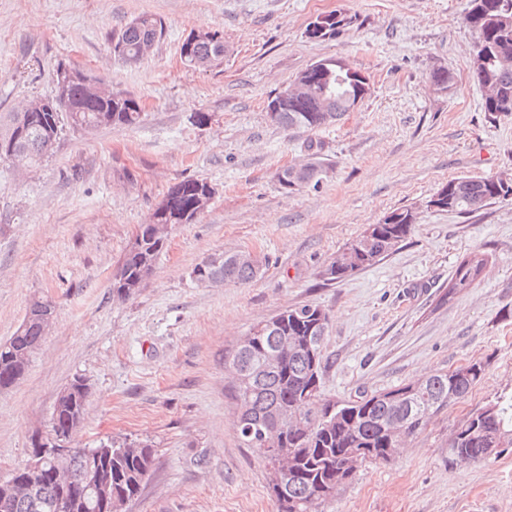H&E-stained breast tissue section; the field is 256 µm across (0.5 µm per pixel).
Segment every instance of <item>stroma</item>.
Listing matches in <instances>:
<instances>
[{
  "instance_id": "1",
  "label": "stroma",
  "mask_w": 512,
  "mask_h": 512,
  "mask_svg": "<svg viewBox=\"0 0 512 512\" xmlns=\"http://www.w3.org/2000/svg\"><path fill=\"white\" fill-rule=\"evenodd\" d=\"M469 0H0V115L55 93L64 62L136 97L137 125L89 134L63 128L41 165L0 161V342L29 302L55 305L52 327L14 386L0 390V481L48 432L75 377L90 396L73 433L84 448L129 438L152 445L153 467L128 512H277L262 460L242 447L225 362L280 310L329 312L323 393L336 400L395 388L471 362L483 379L434 416L394 458L365 463L323 512H512V447L474 464L448 440L470 412L512 396V197L477 212L427 208L462 176L512 174V116L489 123L470 69ZM349 26L305 35L317 16ZM164 34L136 63L109 35L142 14ZM220 32V67L184 63L193 31ZM340 58L370 82L336 124L289 131L270 98L309 65ZM454 76L442 90L434 66ZM208 113L198 124L196 113ZM318 158L316 181L287 191L276 174ZM201 179L210 207L175 225L153 273L129 300L112 272L168 188ZM416 223L396 250L340 282L325 264L397 208ZM485 252L482 278L443 304L463 257ZM266 258L252 283H197L212 254Z\"/></svg>"
}]
</instances>
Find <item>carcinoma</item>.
Masks as SVG:
<instances>
[{
    "label": "carcinoma",
    "instance_id": "carcinoma-1",
    "mask_svg": "<svg viewBox=\"0 0 512 512\" xmlns=\"http://www.w3.org/2000/svg\"><path fill=\"white\" fill-rule=\"evenodd\" d=\"M477 35L470 68L478 84L486 89L483 99L485 117L495 122L512 115V0H470L465 16ZM352 23L343 13L330 12L326 30L318 39L333 36ZM164 32L161 19L143 14L110 35L122 50L119 57H140L141 45L158 42ZM192 55L217 66L224 60V41L194 45ZM321 84L328 86L318 98L291 101L279 113L277 125L288 130H313L323 127L319 117L331 122L341 120L364 97L360 71L339 58L318 61ZM303 72V75L310 74ZM141 115L136 98L114 92L96 82L95 92L77 82L69 85L47 112L33 113L32 121L21 136H15L18 112L8 113L0 124V160L7 152L25 160L29 167L40 164L53 149L63 126L82 122L97 129L132 126ZM308 171L293 184L285 169L277 181L286 190H297L318 176L320 163H306ZM208 183L199 179L182 180L171 186L157 204L152 222L139 226L132 242L112 272V296L131 298L152 273L166 246L165 225L189 224L196 212V199ZM512 196V184L504 185L494 177H457L448 181L446 211L466 214L478 211L493 200ZM393 222L370 224L347 248L358 253L353 266L341 264L338 252L320 272L330 282H340L353 273L372 266L386 257L411 233L407 223L410 209L390 211ZM488 258L474 253L457 265L442 300L449 301L458 292L471 287L482 274ZM262 270L222 252L196 266L193 279L204 285L213 283L247 285ZM54 306L43 298L28 307L13 336L0 343V390L13 386L25 373L31 352L45 336V317ZM326 310L312 305L285 309L252 329L249 348L239 347L232 354L230 367L235 378L237 427L240 439L253 449L265 466L271 460L258 444L260 432L275 430L277 447L284 456L285 476L279 483L268 482L278 512H322L324 504L351 481L355 472L348 466L351 448L363 450L370 462H386V449L402 447L407 438L423 430L441 410L465 400L485 375L480 362L452 371L427 376L403 386L372 394H360L348 401L321 397L324 368L323 340L328 329ZM281 356V364L272 367L270 358ZM90 388L84 379H73L58 397L51 421L63 427L82 418ZM512 447V402L498 400L470 414L454 428L448 448L454 460L476 463L488 456V448ZM154 449L143 442H112V498L132 501L138 497L149 475ZM88 481L84 461L74 454L70 467L72 496L65 498V512H102L84 507L82 492ZM6 492L0 485V512H47L35 509L25 499L3 502Z\"/></svg>",
    "mask_w": 512,
    "mask_h": 512
}]
</instances>
